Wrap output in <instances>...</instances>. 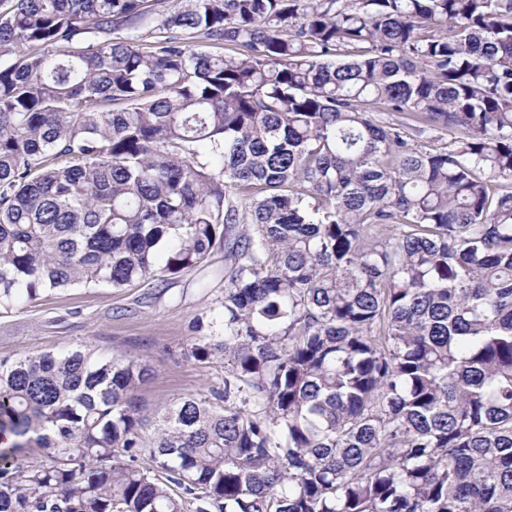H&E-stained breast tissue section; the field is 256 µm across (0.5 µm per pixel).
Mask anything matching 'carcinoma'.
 <instances>
[{
    "label": "carcinoma",
    "mask_w": 512,
    "mask_h": 512,
    "mask_svg": "<svg viewBox=\"0 0 512 512\" xmlns=\"http://www.w3.org/2000/svg\"><path fill=\"white\" fill-rule=\"evenodd\" d=\"M218 250L149 443L0 359V512H512V0H0V308Z\"/></svg>",
    "instance_id": "obj_1"
}]
</instances>
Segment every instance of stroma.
Instances as JSON below:
<instances>
[{
  "mask_svg": "<svg viewBox=\"0 0 512 512\" xmlns=\"http://www.w3.org/2000/svg\"><path fill=\"white\" fill-rule=\"evenodd\" d=\"M224 293V254L208 269L186 273L165 288L108 286L47 292L0 313V358L27 352H54L85 345L117 357L132 355L150 367L136 391L151 440L157 412L166 404L206 392L224 376L223 360L183 356L196 335L194 322Z\"/></svg>",
  "mask_w": 512,
  "mask_h": 512,
  "instance_id": "35a3bbf8",
  "label": "stroma"
}]
</instances>
